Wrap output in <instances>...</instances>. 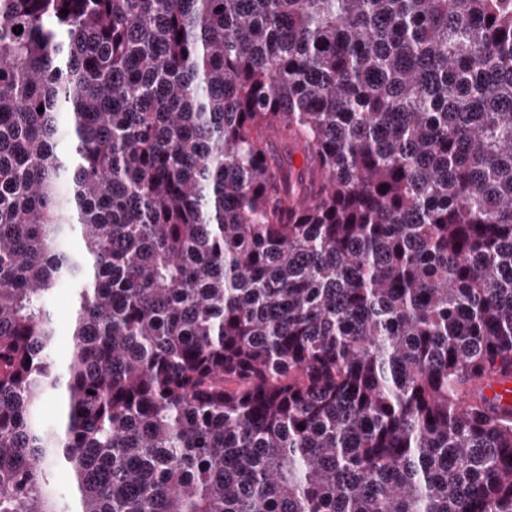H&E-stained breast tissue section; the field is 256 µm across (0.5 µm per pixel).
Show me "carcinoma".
<instances>
[{
    "label": "carcinoma",
    "instance_id": "cac0c4a2",
    "mask_svg": "<svg viewBox=\"0 0 512 512\" xmlns=\"http://www.w3.org/2000/svg\"><path fill=\"white\" fill-rule=\"evenodd\" d=\"M499 379L512 0H0V512H512Z\"/></svg>",
    "mask_w": 512,
    "mask_h": 512
}]
</instances>
